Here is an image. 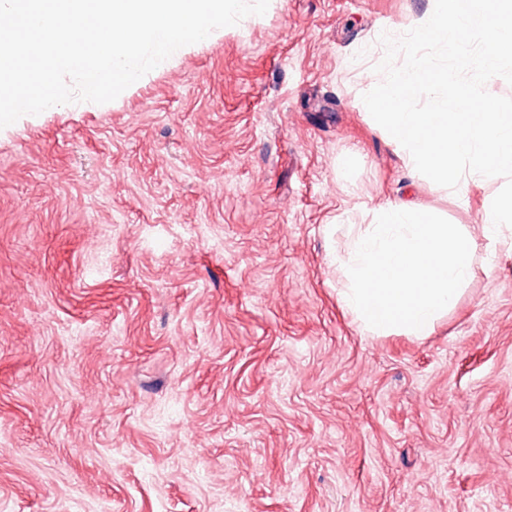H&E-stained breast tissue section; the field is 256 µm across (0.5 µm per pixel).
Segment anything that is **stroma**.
<instances>
[{"mask_svg":"<svg viewBox=\"0 0 512 512\" xmlns=\"http://www.w3.org/2000/svg\"><path fill=\"white\" fill-rule=\"evenodd\" d=\"M432 0H270L0 129V512H512V250L362 96ZM468 236L421 338L337 291L389 203Z\"/></svg>","mask_w":512,"mask_h":512,"instance_id":"1","label":"stroma"}]
</instances>
